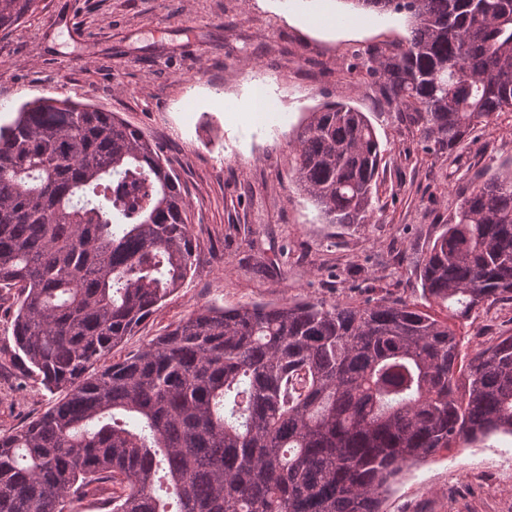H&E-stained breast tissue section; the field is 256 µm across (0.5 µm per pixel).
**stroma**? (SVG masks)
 Listing matches in <instances>:
<instances>
[{
  "mask_svg": "<svg viewBox=\"0 0 512 512\" xmlns=\"http://www.w3.org/2000/svg\"><path fill=\"white\" fill-rule=\"evenodd\" d=\"M409 35L405 15L379 18L344 0H41L0 33V125L40 97L119 113L159 144L189 204L191 273L112 360L205 307L387 296L440 314L416 262L464 197L512 171V112L452 155L425 153L367 72L371 54ZM258 91L278 107L273 123L225 111ZM332 102L364 112L376 133L380 222L327 223L296 181L291 149L311 112ZM16 303L0 291V435L58 399L12 361ZM456 330L468 354L510 336L512 303L483 307ZM382 512H512V437L404 469Z\"/></svg>",
  "mask_w": 512,
  "mask_h": 512,
  "instance_id": "35a3bbf8",
  "label": "stroma"
}]
</instances>
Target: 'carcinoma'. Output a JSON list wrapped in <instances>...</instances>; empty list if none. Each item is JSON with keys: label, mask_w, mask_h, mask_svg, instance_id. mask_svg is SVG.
<instances>
[{"label": "carcinoma", "mask_w": 512, "mask_h": 512, "mask_svg": "<svg viewBox=\"0 0 512 512\" xmlns=\"http://www.w3.org/2000/svg\"><path fill=\"white\" fill-rule=\"evenodd\" d=\"M409 15L369 71L427 152L512 111V0H345ZM38 0H0V33ZM331 224H369L381 149L364 113H311L292 148ZM179 176L115 112L68 98L0 126V290L15 357L64 396L0 436V512H380L404 467L512 436V335L464 360L454 325L385 297L207 307L95 370L193 265ZM467 319L512 301V175L473 190L418 260Z\"/></svg>", "instance_id": "cac0c4a2"}]
</instances>
